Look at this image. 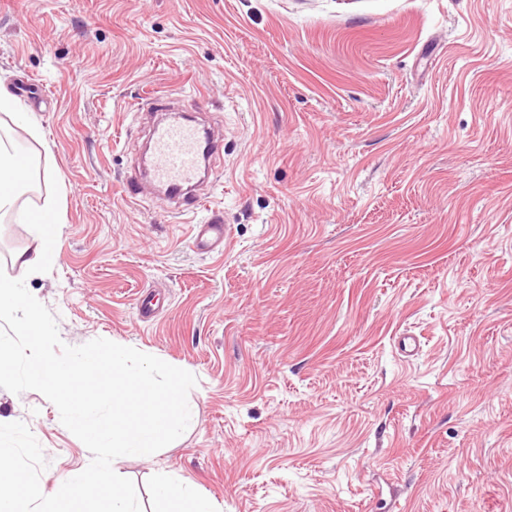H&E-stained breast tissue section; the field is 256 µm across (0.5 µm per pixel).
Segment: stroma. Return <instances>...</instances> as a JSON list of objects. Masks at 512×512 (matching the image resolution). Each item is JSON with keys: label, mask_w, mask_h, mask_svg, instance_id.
I'll return each mask as SVG.
<instances>
[{"label": "stroma", "mask_w": 512, "mask_h": 512, "mask_svg": "<svg viewBox=\"0 0 512 512\" xmlns=\"http://www.w3.org/2000/svg\"><path fill=\"white\" fill-rule=\"evenodd\" d=\"M0 80L64 178L28 291L66 345L196 378L193 424L120 464L144 512L167 477L216 512H512V0H0ZM149 92L224 124L197 213L123 192ZM0 419L42 488L91 457L37 391ZM192 246L198 253H210L224 246L228 226L222 212H212L203 221L193 225Z\"/></svg>", "instance_id": "obj_1"}]
</instances>
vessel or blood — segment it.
I'll return each mask as SVG.
<instances>
[{"label": "vessel or blood", "mask_w": 512, "mask_h": 512, "mask_svg": "<svg viewBox=\"0 0 512 512\" xmlns=\"http://www.w3.org/2000/svg\"><path fill=\"white\" fill-rule=\"evenodd\" d=\"M223 147L218 137L199 127L187 114L159 121L150 130V149L156 162L148 172L149 179L177 212H194L201 201L189 190L206 169L220 164ZM227 232L223 213H211L194 225L192 246L203 254L213 252L224 245Z\"/></svg>", "instance_id": "1"}]
</instances>
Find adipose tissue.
I'll return each instance as SVG.
<instances>
[{
  "instance_id": "1",
  "label": "adipose tissue",
  "mask_w": 512,
  "mask_h": 512,
  "mask_svg": "<svg viewBox=\"0 0 512 512\" xmlns=\"http://www.w3.org/2000/svg\"><path fill=\"white\" fill-rule=\"evenodd\" d=\"M40 177L35 157L18 144L12 130L0 135V222L10 218L28 225L32 250L12 254L11 262L24 273L31 274L51 265L61 222L59 201L46 202L44 206L30 209L19 206V198L27 193ZM156 498L165 512H213L207 497L186 492L175 480L167 479L155 489Z\"/></svg>"
}]
</instances>
